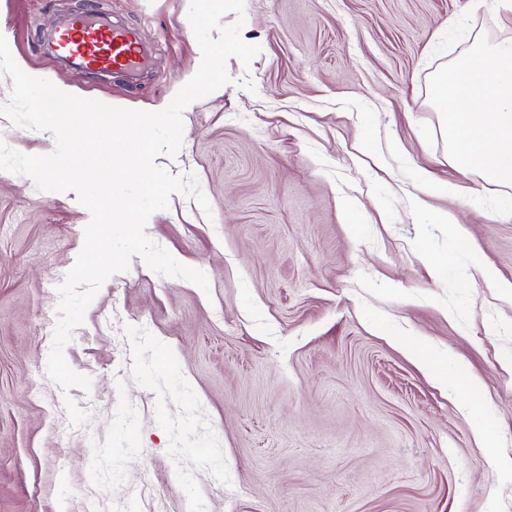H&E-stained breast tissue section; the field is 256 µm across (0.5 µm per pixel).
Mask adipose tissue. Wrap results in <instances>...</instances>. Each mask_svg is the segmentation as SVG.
<instances>
[{
	"instance_id": "adipose-tissue-1",
	"label": "adipose tissue",
	"mask_w": 512,
	"mask_h": 512,
	"mask_svg": "<svg viewBox=\"0 0 512 512\" xmlns=\"http://www.w3.org/2000/svg\"><path fill=\"white\" fill-rule=\"evenodd\" d=\"M431 96L456 163L485 182L512 185V38L474 42Z\"/></svg>"
}]
</instances>
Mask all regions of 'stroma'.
<instances>
[{
    "mask_svg": "<svg viewBox=\"0 0 512 512\" xmlns=\"http://www.w3.org/2000/svg\"><path fill=\"white\" fill-rule=\"evenodd\" d=\"M137 29L136 84L64 66L42 36L87 7ZM190 0H0L27 74L133 109L168 105L199 68ZM250 67L182 112L156 163L195 175L148 236L208 289L132 257L64 349L90 390L46 366L58 286L84 243L75 193L0 170V512H512V187L459 168L429 93L475 40L512 37L495 0H245ZM0 140L52 152L0 115ZM464 189L471 234L417 213L415 174ZM451 356L436 383L423 362Z\"/></svg>",
    "mask_w": 512,
    "mask_h": 512,
    "instance_id": "35a3bbf8",
    "label": "stroma"
}]
</instances>
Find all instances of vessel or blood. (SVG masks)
Returning a JSON list of instances; mask_svg holds the SVG:
<instances>
[{
    "label": "vessel or blood",
    "instance_id": "obj_1",
    "mask_svg": "<svg viewBox=\"0 0 512 512\" xmlns=\"http://www.w3.org/2000/svg\"><path fill=\"white\" fill-rule=\"evenodd\" d=\"M47 41L67 65L90 73L112 69L133 77L149 63L137 31L117 26L109 15L96 10L60 22Z\"/></svg>",
    "mask_w": 512,
    "mask_h": 512
}]
</instances>
